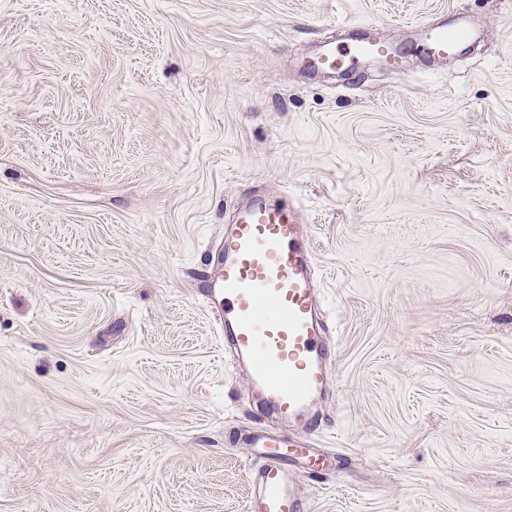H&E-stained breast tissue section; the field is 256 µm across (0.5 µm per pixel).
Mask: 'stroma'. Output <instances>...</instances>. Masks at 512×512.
<instances>
[{
  "label": "stroma",
  "mask_w": 512,
  "mask_h": 512,
  "mask_svg": "<svg viewBox=\"0 0 512 512\" xmlns=\"http://www.w3.org/2000/svg\"><path fill=\"white\" fill-rule=\"evenodd\" d=\"M343 20L402 75L312 72ZM252 190L330 324L306 512H512V0H0V512H246L264 421L201 292ZM474 35V29L465 20L458 21L453 27H448V21L443 20L426 24L422 37L415 44L427 59L443 61L454 56Z\"/></svg>",
  "instance_id": "35a3bbf8"
}]
</instances>
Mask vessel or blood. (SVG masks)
<instances>
[{"label":"vessel or blood","instance_id":"1","mask_svg":"<svg viewBox=\"0 0 512 512\" xmlns=\"http://www.w3.org/2000/svg\"><path fill=\"white\" fill-rule=\"evenodd\" d=\"M474 35L466 21L452 26L437 21L424 26L417 48L427 59L443 61ZM369 56L401 74L400 55L378 34L340 44L324 42L312 65L349 71ZM304 222L294 206L253 194L238 205L234 223L225 226L214 262L216 275L204 292L217 310L225 347L244 366L260 413L301 436L315 432L331 376L314 250ZM242 443L261 458L251 474L247 512H304L287 436L255 428L243 434Z\"/></svg>","mask_w":512,"mask_h":512}]
</instances>
